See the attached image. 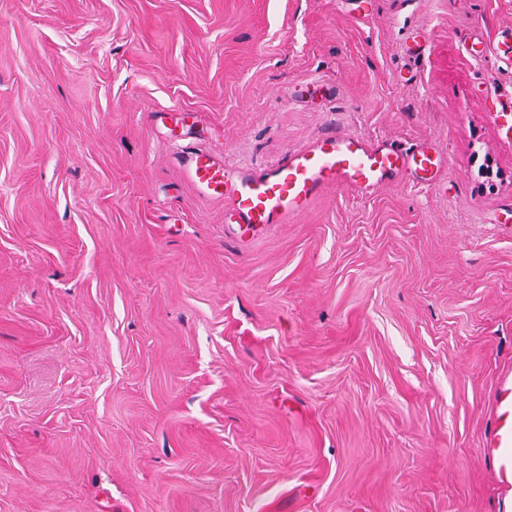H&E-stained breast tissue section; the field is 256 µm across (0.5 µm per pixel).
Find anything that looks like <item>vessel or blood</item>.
Segmentation results:
<instances>
[{
  "instance_id": "vessel-or-blood-1",
  "label": "vessel or blood",
  "mask_w": 512,
  "mask_h": 512,
  "mask_svg": "<svg viewBox=\"0 0 512 512\" xmlns=\"http://www.w3.org/2000/svg\"><path fill=\"white\" fill-rule=\"evenodd\" d=\"M185 160L187 176L199 194L232 199L225 223L233 225L237 235L254 236L271 225L293 221L332 188L371 193L409 169L419 171L424 183H431L440 153L428 145L388 140L373 146L360 135L333 130L258 171L226 165L199 150L187 152ZM483 452L505 496L502 512H512L511 373H504L493 391Z\"/></svg>"
}]
</instances>
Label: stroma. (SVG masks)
Instances as JSON below:
<instances>
[{"label":"stroma","instance_id":"obj_1","mask_svg":"<svg viewBox=\"0 0 512 512\" xmlns=\"http://www.w3.org/2000/svg\"><path fill=\"white\" fill-rule=\"evenodd\" d=\"M512 0H0V512H499ZM198 113L186 125L172 107ZM443 150L224 230L181 150Z\"/></svg>","mask_w":512,"mask_h":512}]
</instances>
